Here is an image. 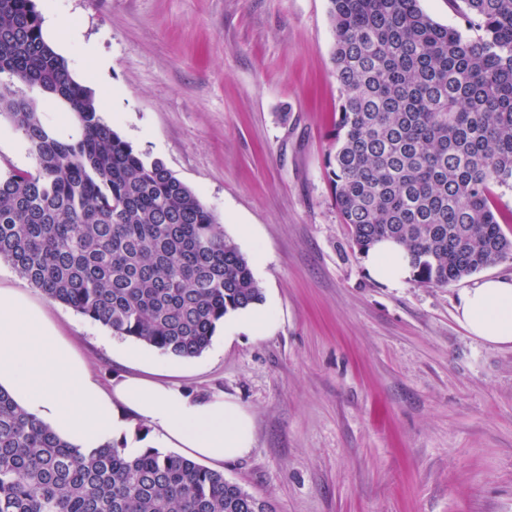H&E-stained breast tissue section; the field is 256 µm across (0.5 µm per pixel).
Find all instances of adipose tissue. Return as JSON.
<instances>
[{
	"label": "adipose tissue",
	"instance_id": "obj_1",
	"mask_svg": "<svg viewBox=\"0 0 512 512\" xmlns=\"http://www.w3.org/2000/svg\"><path fill=\"white\" fill-rule=\"evenodd\" d=\"M367 268L390 285L411 275L409 255L388 241L369 251ZM458 319L474 336L512 345V279L476 280ZM166 375L156 361L148 374L103 384L44 304L24 289L0 287V389L62 441L84 452L112 442L133 451L179 448L213 464L249 452L245 411L221 397L193 398Z\"/></svg>",
	"mask_w": 512,
	"mask_h": 512
}]
</instances>
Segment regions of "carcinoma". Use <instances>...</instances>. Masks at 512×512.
<instances>
[{
	"instance_id": "obj_1",
	"label": "carcinoma",
	"mask_w": 512,
	"mask_h": 512,
	"mask_svg": "<svg viewBox=\"0 0 512 512\" xmlns=\"http://www.w3.org/2000/svg\"><path fill=\"white\" fill-rule=\"evenodd\" d=\"M464 4L472 34L420 0H328L341 87L326 161L358 252L410 255L412 281L443 288L504 259L497 188L512 189V0ZM0 97L35 165L0 175V260L51 302L162 354L196 358L230 313L263 302L218 217L166 164L100 116L44 39L34 0H0ZM72 112L55 134L37 97ZM0 512H274L180 455L61 441L0 390Z\"/></svg>"
}]
</instances>
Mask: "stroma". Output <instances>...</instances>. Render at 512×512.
I'll list each match as a JSON object with an SVG mask.
<instances>
[{
  "mask_svg": "<svg viewBox=\"0 0 512 512\" xmlns=\"http://www.w3.org/2000/svg\"><path fill=\"white\" fill-rule=\"evenodd\" d=\"M82 29L73 76L110 63L102 118L219 217L274 328L166 357L197 398L252 417L225 479L275 512H512V346L468 332L444 288L372 278L326 159L340 85L328 0H57ZM95 46L86 57L83 44ZM101 380L135 373L108 327L60 303Z\"/></svg>",
  "mask_w": 512,
  "mask_h": 512,
  "instance_id": "35a3bbf8",
  "label": "stroma"
}]
</instances>
